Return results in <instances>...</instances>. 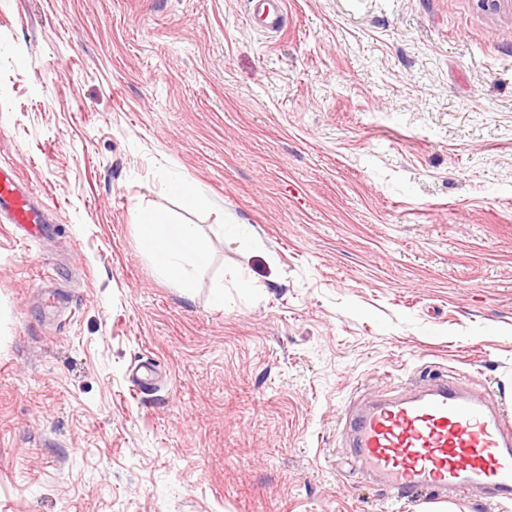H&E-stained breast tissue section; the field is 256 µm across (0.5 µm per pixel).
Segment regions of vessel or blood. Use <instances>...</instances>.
<instances>
[{"instance_id": "vessel-or-blood-1", "label": "vessel or blood", "mask_w": 512, "mask_h": 512, "mask_svg": "<svg viewBox=\"0 0 512 512\" xmlns=\"http://www.w3.org/2000/svg\"><path fill=\"white\" fill-rule=\"evenodd\" d=\"M253 3L263 28L280 26L285 0ZM32 196L16 168L0 165V219L33 237L44 216ZM346 426L359 472L395 501L488 490L495 505L512 503V415L494 394L436 378L372 396L350 411Z\"/></svg>"}]
</instances>
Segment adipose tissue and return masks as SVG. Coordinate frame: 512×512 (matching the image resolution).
<instances>
[{
	"label": "adipose tissue",
	"instance_id": "adipose-tissue-1",
	"mask_svg": "<svg viewBox=\"0 0 512 512\" xmlns=\"http://www.w3.org/2000/svg\"><path fill=\"white\" fill-rule=\"evenodd\" d=\"M140 242L157 272L192 292L200 270L209 261V247L199 225L175 224L164 215L142 212L138 225Z\"/></svg>",
	"mask_w": 512,
	"mask_h": 512
}]
</instances>
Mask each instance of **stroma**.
I'll use <instances>...</instances> for the list:
<instances>
[{"label": "stroma", "mask_w": 512, "mask_h": 512, "mask_svg": "<svg viewBox=\"0 0 512 512\" xmlns=\"http://www.w3.org/2000/svg\"><path fill=\"white\" fill-rule=\"evenodd\" d=\"M0 160L49 218L0 222V512H512L388 506L343 435L426 374L512 412V0H286L273 35L249 0H0ZM145 209L206 233L192 294ZM161 185L166 192L176 196L187 210H195L205 202L198 185L180 174L169 175L161 181Z\"/></svg>", "instance_id": "stroma-1"}]
</instances>
